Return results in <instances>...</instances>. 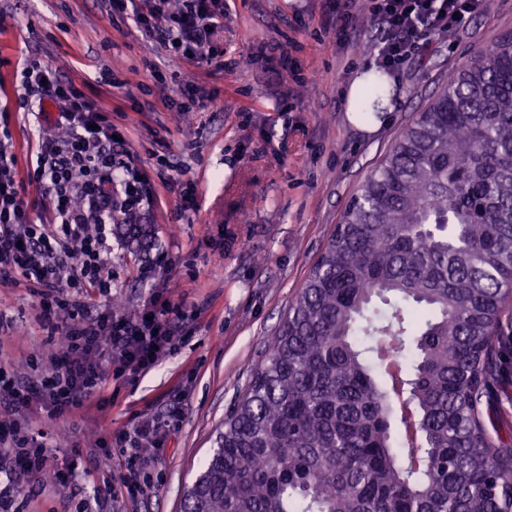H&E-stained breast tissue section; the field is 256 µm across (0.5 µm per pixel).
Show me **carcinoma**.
Here are the masks:
<instances>
[{
  "mask_svg": "<svg viewBox=\"0 0 512 512\" xmlns=\"http://www.w3.org/2000/svg\"><path fill=\"white\" fill-rule=\"evenodd\" d=\"M390 89L375 74L361 112ZM135 249L153 225L114 224ZM512 32L448 74L345 209L184 512H512ZM502 340L506 346V358L502 364L503 368V380L502 384L498 391V396L501 401L503 409L507 412V423L504 424L505 430H502L503 435H505V431L508 429L512 434V349L511 339L509 336H512V327L510 318L507 317L502 323Z\"/></svg>",
  "mask_w": 512,
  "mask_h": 512,
  "instance_id": "obj_1",
  "label": "carcinoma"
}]
</instances>
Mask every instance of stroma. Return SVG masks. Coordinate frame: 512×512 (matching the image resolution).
<instances>
[{
    "label": "stroma",
    "mask_w": 512,
    "mask_h": 512,
    "mask_svg": "<svg viewBox=\"0 0 512 512\" xmlns=\"http://www.w3.org/2000/svg\"><path fill=\"white\" fill-rule=\"evenodd\" d=\"M365 0H224L221 71L174 63L152 37L111 10L108 0H0V114L16 141L18 175L26 177L46 123L19 108L15 73L30 60L63 65L78 81L111 75L109 100L123 104L115 124L134 159L148 171L154 203L143 218L156 246L148 257L112 239V294L93 299L92 310L135 315L153 295L181 306L185 339L161 365L133 381L107 380L71 414L27 417L48 434L51 465L76 467L87 493L108 486L110 497L93 512H182L184 492L210 454L224 418L266 355L291 300L360 185L395 139L439 91L449 70L468 63L484 45L512 32V0H485L466 30L437 40L412 57L401 78L389 80L391 108L367 127L349 118L347 89L371 70L370 33L363 23L336 43L342 11L362 15ZM289 46L286 58L261 49ZM202 83L215 98L188 112L144 104ZM196 181L201 206L179 211L165 187L157 155ZM151 272H144L145 264ZM67 343L50 334L24 281L0 283V374L32 382L51 368ZM179 412L164 441L165 455L151 471L155 492L129 498L122 489L126 462L97 447L96 432L129 429L134 414L152 418ZM84 445L75 455L72 441ZM52 472L13 493L9 512H81Z\"/></svg>",
    "instance_id": "obj_1"
}]
</instances>
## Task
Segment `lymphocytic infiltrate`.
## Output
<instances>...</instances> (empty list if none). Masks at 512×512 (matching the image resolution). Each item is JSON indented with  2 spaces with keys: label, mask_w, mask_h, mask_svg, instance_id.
Segmentation results:
<instances>
[{
  "label": "lymphocytic infiltrate",
  "mask_w": 512,
  "mask_h": 512,
  "mask_svg": "<svg viewBox=\"0 0 512 512\" xmlns=\"http://www.w3.org/2000/svg\"><path fill=\"white\" fill-rule=\"evenodd\" d=\"M127 19L154 37L169 58L223 68L216 55L224 27V0H118ZM483 10V0H368L364 16L372 30L371 65L400 75L404 63L428 49L435 37L466 29ZM21 108L50 114L36 164L19 179L13 135L0 124V282L22 278L39 297L40 319L70 340L52 362L51 373L30 385L0 382V445L11 454L9 490L43 472L47 435L21 429L17 417L37 410L53 417L81 407L108 376L111 365L138 376L171 354L183 332L184 316L168 302L151 299L140 313L115 319L88 314L82 302L90 292L112 293L109 238L116 219L140 223L153 204L149 177L133 159L126 139L117 138L112 107L102 89L66 76L62 66L30 61L21 72ZM45 187L52 204L50 225L34 222L25 199L27 185ZM170 417L137 422L132 431L102 428L99 447L126 455L122 485L129 496L151 488L144 468L159 461Z\"/></svg>",
  "instance_id": "1"
}]
</instances>
